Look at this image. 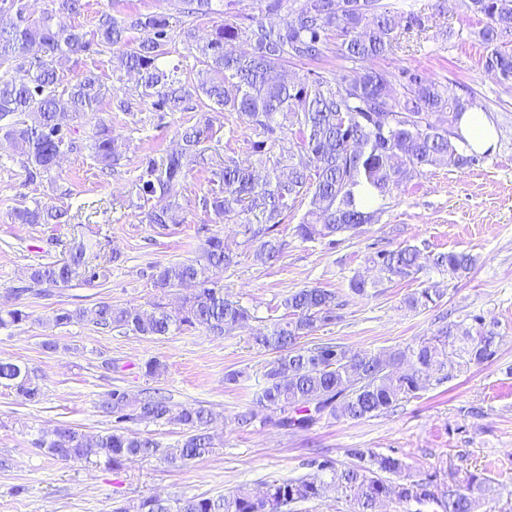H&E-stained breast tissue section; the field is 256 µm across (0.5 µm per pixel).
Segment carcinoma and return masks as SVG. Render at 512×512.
Returning <instances> with one entry per match:
<instances>
[{
  "instance_id": "1",
  "label": "carcinoma",
  "mask_w": 512,
  "mask_h": 512,
  "mask_svg": "<svg viewBox=\"0 0 512 512\" xmlns=\"http://www.w3.org/2000/svg\"><path fill=\"white\" fill-rule=\"evenodd\" d=\"M56 2L57 9L35 18L27 13L26 0H11L15 18L0 25V139L18 151L30 182L50 173L63 153L86 149L103 170L112 169L122 154V142L112 127L97 125L90 142L83 144L61 123L64 116L85 117L103 98L100 77L92 71L69 90H56L57 63L94 46L121 49V65L140 76L139 99L151 100L156 111H182L185 102L203 96L257 133L249 157L227 155L223 167L211 171L210 188L201 201L214 222L241 225L246 241L259 243L256 257L265 263L281 257L278 227L298 206L305 204L308 210L307 218L295 227L297 236L333 246L338 237L354 236L364 225L380 220L383 207L362 208L357 202L359 189L371 190L384 201L425 167L462 168L477 160L458 144V121L463 112L478 108L474 97L461 96L453 83L409 69L392 76L370 66L395 51L398 19H414L412 9L395 10L382 0H292L288 5L285 0H264L268 14L288 8L280 23L256 18L247 24L226 22L201 41L192 29L184 31L188 49L201 65L196 82L186 84L178 77V68L167 71L158 65L169 41L165 15H138L129 21L106 16L88 39L78 27L57 19L59 13L81 14L82 0ZM463 5L482 18L477 37L487 50L486 68L512 82V0H463ZM330 53L362 67L334 82L312 71L286 74V66L296 61L320 63ZM278 132L288 134V156L275 159L260 178L252 157L263 161L268 140ZM214 134L212 120L204 114L184 130L179 151L160 163L149 156L142 161V197L157 199L147 212L148 223L161 229L180 223L175 188L192 167L204 164L203 144ZM11 220L68 223L67 212L38 201L33 207L14 208ZM97 258L84 240L75 239L66 260L33 268L30 280L57 285L80 275L92 285L103 276ZM235 258L224 238L214 235L197 258L153 267L152 286L162 293L191 288L174 315L160 305L145 315L135 307L101 301L89 309L62 310L53 322L89 321L141 336H164L173 326H186L222 336L250 318L246 308L224 298V286L209 276L210 270L229 267ZM366 262L378 266L391 282L410 279L425 267L461 279L469 274L474 258L455 251L425 254L406 245L374 251ZM437 301L430 289L423 288L408 295L404 304L415 311ZM283 306L286 313L253 341L274 353L257 402L284 413V427L304 429L324 414L351 420L376 416L427 390L432 381L448 380L454 372L496 355L497 333L477 316L471 325H446L436 337L407 350L353 353L337 343L303 347L300 339L340 319L337 309L342 302L333 291L308 287L289 293ZM2 380L29 401L41 396L29 369L19 364L0 360ZM103 408L115 417L117 427L87 438L61 424L35 442L36 447L66 462L103 458L114 468L159 454L173 464L185 463L212 448V415L203 407L177 410L163 396L138 398L115 389ZM162 420L185 427L184 441L166 448L122 427L127 421ZM349 454L355 462L343 469L325 457L315 461L316 473L272 480L259 494L239 488L217 498L172 501L150 496L140 500L137 512H294L293 506L324 496L326 487L319 478L324 471L333 472L337 484L354 491L353 512H375L383 498L399 504L433 499L442 512H473L475 495L491 489L490 478L473 473L443 490L429 473L393 484L381 474L402 473V459L368 448H353Z\"/></svg>"
}]
</instances>
